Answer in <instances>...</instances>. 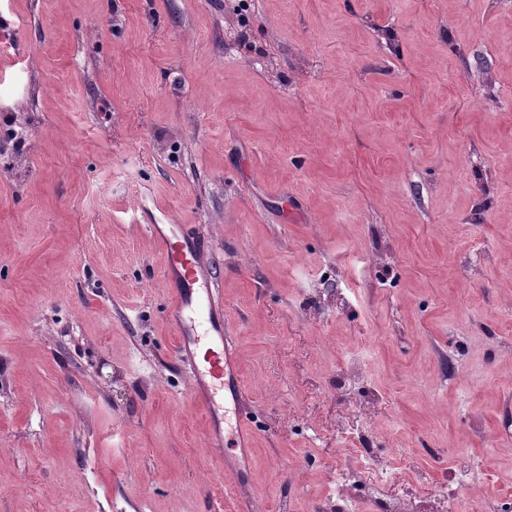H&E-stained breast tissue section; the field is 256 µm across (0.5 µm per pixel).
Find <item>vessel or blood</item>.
Segmentation results:
<instances>
[{
  "label": "vessel or blood",
  "mask_w": 512,
  "mask_h": 512,
  "mask_svg": "<svg viewBox=\"0 0 512 512\" xmlns=\"http://www.w3.org/2000/svg\"><path fill=\"white\" fill-rule=\"evenodd\" d=\"M152 232L166 258L167 278L178 283L169 306L175 350L192 365L189 384L210 420L208 444L219 451L224 446V436L213 422L215 394L225 385V377L235 363L233 346L223 329L214 326L217 304L211 281L204 272L200 245L183 233L167 234L157 226Z\"/></svg>",
  "instance_id": "vessel-or-blood-1"
}]
</instances>
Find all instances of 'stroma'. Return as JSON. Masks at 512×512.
Listing matches in <instances>:
<instances>
[{
    "instance_id": "1",
    "label": "stroma",
    "mask_w": 512,
    "mask_h": 512,
    "mask_svg": "<svg viewBox=\"0 0 512 512\" xmlns=\"http://www.w3.org/2000/svg\"><path fill=\"white\" fill-rule=\"evenodd\" d=\"M153 224L224 306L220 456ZM345 466L512 512V0H0V512H336Z\"/></svg>"
}]
</instances>
